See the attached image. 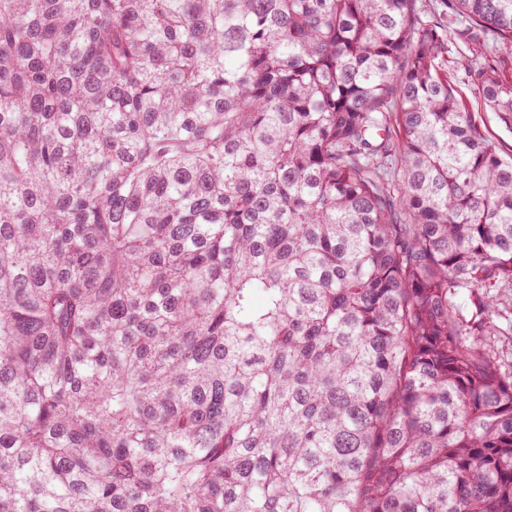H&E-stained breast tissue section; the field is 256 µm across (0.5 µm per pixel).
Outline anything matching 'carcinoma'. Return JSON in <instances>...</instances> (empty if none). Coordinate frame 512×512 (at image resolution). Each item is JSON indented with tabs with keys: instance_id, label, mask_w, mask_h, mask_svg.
Wrapping results in <instances>:
<instances>
[{
	"instance_id": "carcinoma-1",
	"label": "carcinoma",
	"mask_w": 512,
	"mask_h": 512,
	"mask_svg": "<svg viewBox=\"0 0 512 512\" xmlns=\"http://www.w3.org/2000/svg\"><path fill=\"white\" fill-rule=\"evenodd\" d=\"M447 57L421 0H0V512H512L458 303L512 283V160Z\"/></svg>"
}]
</instances>
